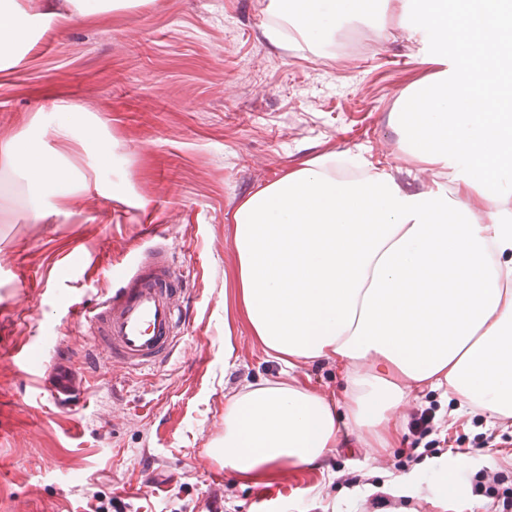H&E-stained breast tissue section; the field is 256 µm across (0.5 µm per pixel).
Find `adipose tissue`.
Masks as SVG:
<instances>
[{"mask_svg": "<svg viewBox=\"0 0 512 512\" xmlns=\"http://www.w3.org/2000/svg\"><path fill=\"white\" fill-rule=\"evenodd\" d=\"M148 0H0V72L21 65L47 32ZM296 34L329 36L392 10L456 62L410 90L399 113L404 159L436 164L447 185L418 192L386 172L346 179L321 158L247 197L232 215L237 304L266 351L288 369L344 365V401L298 383L246 386L224 405L214 446L243 476L314 466L349 434L389 447L413 386L453 394L486 425L512 417V0H276ZM57 100L0 144L34 222L59 200L102 191L91 172L115 146Z\"/></svg>", "mask_w": 512, "mask_h": 512, "instance_id": "obj_1", "label": "adipose tissue"}]
</instances>
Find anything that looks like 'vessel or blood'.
<instances>
[{
    "label": "vessel or blood",
    "mask_w": 512,
    "mask_h": 512,
    "mask_svg": "<svg viewBox=\"0 0 512 512\" xmlns=\"http://www.w3.org/2000/svg\"><path fill=\"white\" fill-rule=\"evenodd\" d=\"M114 278L116 286L103 300L73 309L89 330L91 355L130 371L155 368L171 356L186 322L174 304L184 273L169 251L155 244ZM85 383V375L64 355L55 356L43 370L44 387L64 404L82 399Z\"/></svg>",
    "instance_id": "b4317fda"
}]
</instances>
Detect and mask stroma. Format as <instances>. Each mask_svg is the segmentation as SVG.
I'll return each instance as SVG.
<instances>
[{"label":"stroma","mask_w":512,"mask_h":512,"mask_svg":"<svg viewBox=\"0 0 512 512\" xmlns=\"http://www.w3.org/2000/svg\"><path fill=\"white\" fill-rule=\"evenodd\" d=\"M272 29L288 30L275 0H156L54 30L0 72L1 143L56 94L96 111L118 143L101 174L111 194L88 193L38 222L17 195L13 222L0 223V512H88L99 495L122 512H501L512 499V434L478 451L482 415L425 387L396 411L394 444L380 453L370 437L352 436L315 466L257 478L213 457L228 397L283 376L236 309V208L320 157L379 168L408 190L444 180L439 166L403 159L394 123L402 95L441 69L431 43L387 13L326 39L276 45ZM156 225L187 274L178 303L189 322L177 351L142 372L92 363L68 307L109 293L108 267L151 246ZM22 343L34 354L26 366L13 355ZM61 348L87 374L77 408L56 403L40 380ZM293 376L343 399L335 362L302 363ZM429 407L443 443L434 454L407 428L411 412ZM414 448L422 456L411 458ZM462 448L464 472L454 463ZM500 472L494 495L476 491L477 476ZM408 473L417 486L394 495ZM444 475L458 495L442 508Z\"/></svg>","instance_id":"35a3bbf8"}]
</instances>
